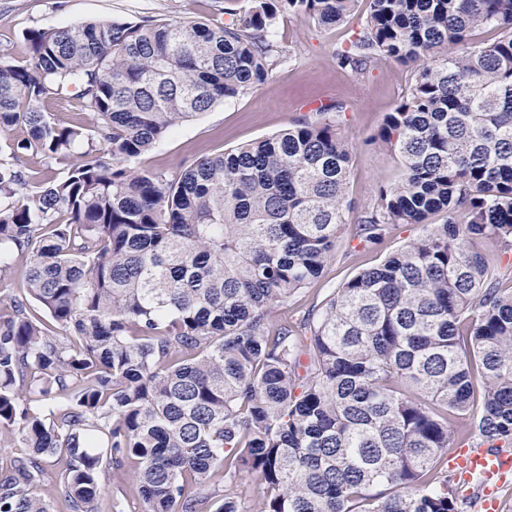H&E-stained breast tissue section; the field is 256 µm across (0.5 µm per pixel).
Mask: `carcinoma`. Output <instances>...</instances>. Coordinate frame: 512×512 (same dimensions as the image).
Returning a JSON list of instances; mask_svg holds the SVG:
<instances>
[{"label":"carcinoma","mask_w":512,"mask_h":512,"mask_svg":"<svg viewBox=\"0 0 512 512\" xmlns=\"http://www.w3.org/2000/svg\"><path fill=\"white\" fill-rule=\"evenodd\" d=\"M359 0H247L219 25L93 21L32 29L0 61V273L28 257L24 297L0 301V435L27 451L0 470V512H99L112 469L145 512H462L448 467L468 444L512 445V0H365L336 57L362 74L416 66L377 133L400 161L353 225L360 248L399 224L422 235L274 323L320 277L345 224L353 147L344 107L172 174L129 163L179 124L265 84L279 17L344 22ZM480 29L498 31L477 41ZM73 88L92 129L42 102ZM102 141L112 160H71ZM68 161L25 192L15 160ZM443 215L444 222L432 218ZM237 492L249 506H256L264 495V486L257 477L242 474L237 480Z\"/></svg>","instance_id":"cac0c4a2"}]
</instances>
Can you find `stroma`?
Wrapping results in <instances>:
<instances>
[{
	"mask_svg": "<svg viewBox=\"0 0 512 512\" xmlns=\"http://www.w3.org/2000/svg\"><path fill=\"white\" fill-rule=\"evenodd\" d=\"M225 0H0V58L25 57L26 31L56 28L92 19L136 21L143 17H191L210 24L224 22ZM360 22L323 28L301 18H279L274 39L285 52L273 67L270 80L253 91L217 102L196 119L175 127L134 168L172 172L205 155L224 152L285 129L325 104L346 106L343 129L353 145L346 213L335 254L321 278L277 311L279 317L296 319L321 307L335 290L359 271L377 265L389 254L423 232L422 225L401 224L377 249L353 248L349 227L363 216L374 200L378 185L399 174L393 154L375 137L387 112L405 99L414 80L412 68L381 64L358 75L341 68L336 51Z\"/></svg>",
	"mask_w": 512,
	"mask_h": 512,
	"instance_id": "obj_1",
	"label": "stroma"
}]
</instances>
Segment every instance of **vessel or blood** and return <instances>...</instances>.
<instances>
[{"label": "vessel or blood", "instance_id": "obj_1", "mask_svg": "<svg viewBox=\"0 0 512 512\" xmlns=\"http://www.w3.org/2000/svg\"><path fill=\"white\" fill-rule=\"evenodd\" d=\"M457 488L474 498L479 512H498L496 492L512 480V450L465 447L448 457Z\"/></svg>", "mask_w": 512, "mask_h": 512}]
</instances>
